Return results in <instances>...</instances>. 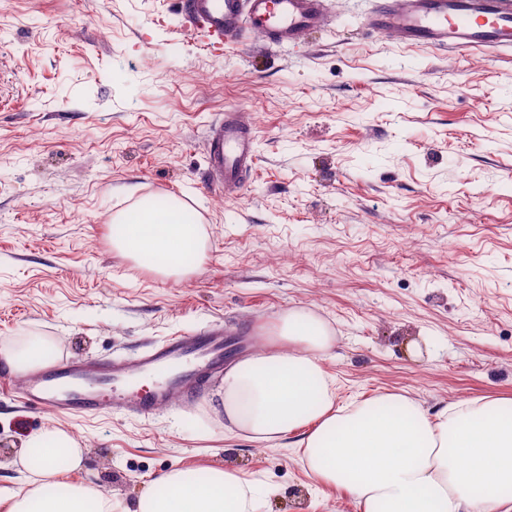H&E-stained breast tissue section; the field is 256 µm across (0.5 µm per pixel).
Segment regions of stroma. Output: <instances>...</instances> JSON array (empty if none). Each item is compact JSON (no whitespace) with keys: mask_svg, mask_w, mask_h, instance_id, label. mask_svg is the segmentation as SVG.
<instances>
[{"mask_svg":"<svg viewBox=\"0 0 512 512\" xmlns=\"http://www.w3.org/2000/svg\"><path fill=\"white\" fill-rule=\"evenodd\" d=\"M327 5L323 31L213 51L177 0H0V347L126 359L218 324L251 342L306 308L339 338L336 403L512 399V56L406 50L363 30L372 0ZM228 111L255 157L233 201L205 150ZM159 196L207 233L182 278L112 246L113 217ZM222 382L146 418L0 392V487L53 425L85 443L77 478L112 512L219 466L270 488L260 512H356L345 489L314 492L299 433L225 432Z\"/></svg>","mask_w":512,"mask_h":512,"instance_id":"stroma-1","label":"stroma"}]
</instances>
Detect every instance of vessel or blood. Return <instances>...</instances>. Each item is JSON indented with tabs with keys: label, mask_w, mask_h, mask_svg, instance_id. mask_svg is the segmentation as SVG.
Wrapping results in <instances>:
<instances>
[{
	"label": "vessel or blood",
	"mask_w": 512,
	"mask_h": 512,
	"mask_svg": "<svg viewBox=\"0 0 512 512\" xmlns=\"http://www.w3.org/2000/svg\"><path fill=\"white\" fill-rule=\"evenodd\" d=\"M186 28L206 33L209 44H233L248 34L266 43L292 42L329 25L326 0H179ZM365 31L409 48L453 53L512 52V0H376ZM211 182L236 199L253 165L252 134L237 113L225 112L208 139ZM230 343L223 329L202 336H175L128 360L90 364L61 358L37 369L20 388L30 404L64 413L101 404L149 415L189 397L203 374L223 371Z\"/></svg>",
	"instance_id": "vessel-or-blood-1"
}]
</instances>
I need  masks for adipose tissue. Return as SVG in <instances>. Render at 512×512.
I'll list each match as a JSON object with an SVG mask.
<instances>
[{
  "label": "adipose tissue",
  "mask_w": 512,
  "mask_h": 512,
  "mask_svg": "<svg viewBox=\"0 0 512 512\" xmlns=\"http://www.w3.org/2000/svg\"><path fill=\"white\" fill-rule=\"evenodd\" d=\"M113 246L168 276L203 259L206 232L180 210L136 209L115 218ZM337 338L305 309L279 318L273 339L224 375L225 430L274 442L300 428L301 463L318 485L341 487L358 512H512V416L489 400H463L433 414L385 395L335 402L322 362ZM59 343L43 336L0 349V367L21 377L49 364ZM36 456L26 482L0 494V512H112L101 487L69 482L81 472L82 442L47 426L27 436ZM254 484L235 469H174L147 488L132 512H257Z\"/></svg>",
  "instance_id": "ef3b65f1"
}]
</instances>
